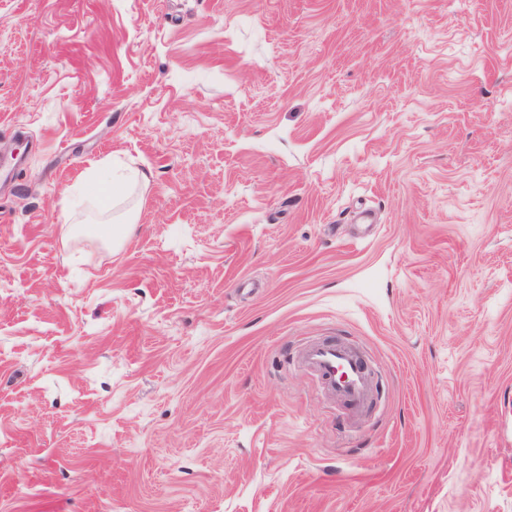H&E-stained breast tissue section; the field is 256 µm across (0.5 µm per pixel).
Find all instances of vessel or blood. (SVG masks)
Instances as JSON below:
<instances>
[{
    "instance_id": "vessel-or-blood-1",
    "label": "vessel or blood",
    "mask_w": 512,
    "mask_h": 512,
    "mask_svg": "<svg viewBox=\"0 0 512 512\" xmlns=\"http://www.w3.org/2000/svg\"><path fill=\"white\" fill-rule=\"evenodd\" d=\"M301 365L318 373L332 393L346 402L351 412L363 410L371 392L366 361L349 344L325 340L305 347Z\"/></svg>"
}]
</instances>
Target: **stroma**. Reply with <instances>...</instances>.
<instances>
[{
  "mask_svg": "<svg viewBox=\"0 0 512 512\" xmlns=\"http://www.w3.org/2000/svg\"><path fill=\"white\" fill-rule=\"evenodd\" d=\"M1 150L0 512H512V0H0ZM301 365L318 373L333 394L346 402L351 412L363 410L371 392L366 361L349 344L325 340L305 347Z\"/></svg>",
  "mask_w": 512,
  "mask_h": 512,
  "instance_id": "stroma-1",
  "label": "stroma"
}]
</instances>
